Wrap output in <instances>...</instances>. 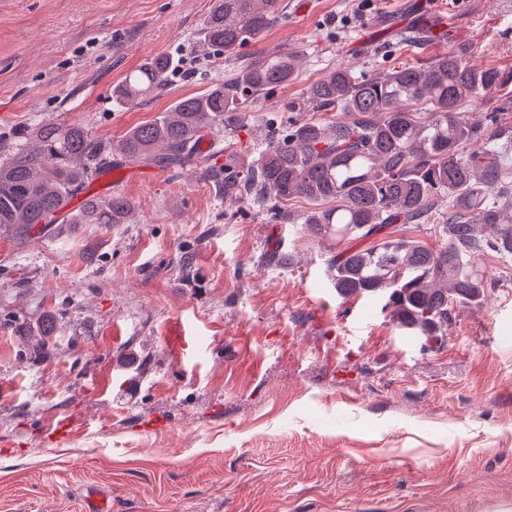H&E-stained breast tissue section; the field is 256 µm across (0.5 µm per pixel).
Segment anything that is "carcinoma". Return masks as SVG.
<instances>
[{
  "label": "carcinoma",
  "mask_w": 512,
  "mask_h": 512,
  "mask_svg": "<svg viewBox=\"0 0 512 512\" xmlns=\"http://www.w3.org/2000/svg\"><path fill=\"white\" fill-rule=\"evenodd\" d=\"M279 0H217L198 41L204 55L231 54L274 22ZM296 52L255 58L223 82L172 104L137 125L118 143L128 160L175 168L195 155L213 127H236L249 97L296 78ZM173 61L146 59L112 90L120 104H134L166 85ZM512 82V72L470 64L467 48L425 65L406 64L357 76L339 66L314 82L306 97L318 110L341 108L347 118L303 123L282 134L271 127L266 146L246 168L227 156L214 182L226 197L272 206L291 224L301 222L321 238H369L392 224H422L439 202H448V243L433 250L420 241L389 239L370 248L344 249L329 262L341 297L383 301L397 326L431 338L452 321L455 301L478 302L487 288L484 256L512 254V220L503 223L494 196L512 186V163L496 135L469 122L462 104ZM40 146L0 165V234L65 221L66 204L85 180L106 164V149L79 128L43 127ZM476 148L466 153L463 147ZM336 205L300 218L288 202ZM131 210L114 194L85 201L74 223L123 224Z\"/></svg>",
  "instance_id": "1"
}]
</instances>
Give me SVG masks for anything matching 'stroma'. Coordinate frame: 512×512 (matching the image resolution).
I'll return each instance as SVG.
<instances>
[{
  "label": "stroma",
  "instance_id": "35a3bbf8",
  "mask_svg": "<svg viewBox=\"0 0 512 512\" xmlns=\"http://www.w3.org/2000/svg\"><path fill=\"white\" fill-rule=\"evenodd\" d=\"M282 3L211 60L195 43L216 0H0V161L44 126L116 145L232 67L301 56L295 80L249 98L246 130L208 132L209 152L89 180L131 202L125 223L0 236V512H84L93 491L112 512H512V256L486 254L493 287L452 305L441 340L411 337L327 275L372 239L319 238L209 177L257 156L270 125L337 120L306 101L336 67L368 77L464 46L512 70V0ZM441 18L448 39L416 41ZM157 54L182 72L117 106L113 87ZM462 110L512 135L506 88ZM447 216L442 202L385 234L438 249Z\"/></svg>",
  "mask_w": 512,
  "mask_h": 512
}]
</instances>
